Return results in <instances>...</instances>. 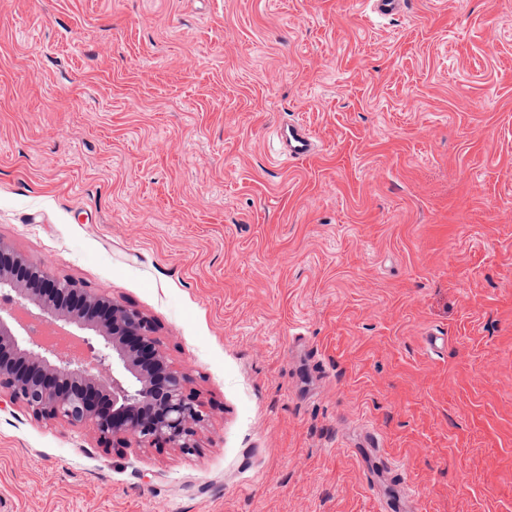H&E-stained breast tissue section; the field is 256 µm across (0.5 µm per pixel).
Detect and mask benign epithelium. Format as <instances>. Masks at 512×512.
I'll list each match as a JSON object with an SVG mask.
<instances>
[{
	"label": "benign epithelium",
	"mask_w": 512,
	"mask_h": 512,
	"mask_svg": "<svg viewBox=\"0 0 512 512\" xmlns=\"http://www.w3.org/2000/svg\"><path fill=\"white\" fill-rule=\"evenodd\" d=\"M21 310L58 330L66 324L92 332L81 339L88 354L62 352L30 333L17 335ZM0 388L37 417L92 424L109 443L188 450L207 418L145 316L104 290L88 292L27 265L2 242Z\"/></svg>",
	"instance_id": "obj_1"
}]
</instances>
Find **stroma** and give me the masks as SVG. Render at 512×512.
<instances>
[{
    "label": "stroma",
    "instance_id": "obj_1",
    "mask_svg": "<svg viewBox=\"0 0 512 512\" xmlns=\"http://www.w3.org/2000/svg\"><path fill=\"white\" fill-rule=\"evenodd\" d=\"M0 241L209 412L187 452L1 404L0 512H512V0H0ZM276 137L280 153L290 160L303 161L313 155V141L306 125L302 122L279 126Z\"/></svg>",
    "mask_w": 512,
    "mask_h": 512
}]
</instances>
